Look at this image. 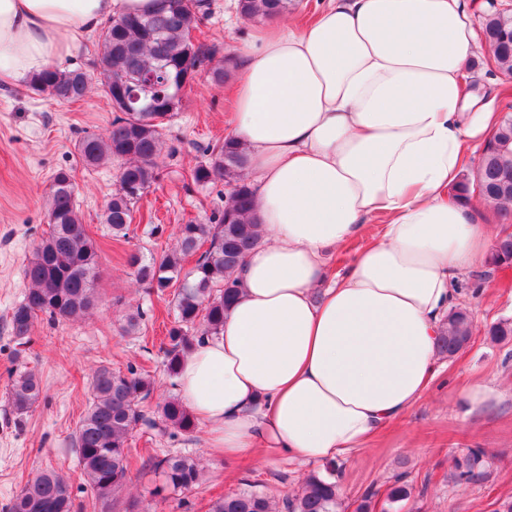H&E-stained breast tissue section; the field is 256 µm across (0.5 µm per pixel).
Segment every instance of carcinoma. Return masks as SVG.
I'll list each match as a JSON object with an SVG mask.
<instances>
[{"mask_svg": "<svg viewBox=\"0 0 512 512\" xmlns=\"http://www.w3.org/2000/svg\"><path fill=\"white\" fill-rule=\"evenodd\" d=\"M292 6V0H238L248 19H271ZM207 0H159V8L140 16L112 19L99 36L100 69L107 80L99 82L115 116L102 135L87 134L76 144L82 162L93 167L119 164L118 188L107 201L103 219L112 236L125 238L133 222L134 204L158 179L157 159L164 147L166 122L182 109L183 99L172 96L173 87L192 83L205 63L212 61L215 45L196 42L192 31L208 13ZM483 34L497 66L512 74V14L494 12L483 21ZM31 90L47 93L60 103L81 101L93 84L82 70L49 68L28 81ZM150 104L147 112L131 104L135 95ZM206 160L190 172L197 186L224 183V208L207 224H181L177 247L146 261L137 252L127 264L136 282L159 292L173 287L176 317L167 331L165 362L171 377L178 375L181 359L203 336H217L224 313L237 297V272L247 253L258 244L253 189L242 178L245 150L226 141L204 149ZM459 199L474 194L495 201L500 225L512 224V112L504 113L489 137L473 176L462 177L451 190ZM49 230L24 267L27 288L12 309L10 325L17 339L30 333L39 314L70 319L90 313L97 305L95 280L99 250L86 234L76 204L72 172L56 171L48 200ZM197 256L195 267L183 273V262ZM489 268L512 265V234L498 232L486 257ZM474 321L458 308L447 319L437 339V351L449 358L470 343ZM487 335L496 342L512 336V321L491 325ZM41 381L32 371L21 370L10 388L14 409L30 410L39 400ZM152 381L134 369L124 374L102 366L91 383V402L74 434L79 465L102 512L112 504L129 480V437L137 425L161 421L184 433L197 428L196 418L177 397H168L150 409ZM165 487L192 491L201 471L191 458L168 454L155 463ZM483 453L470 449L455 459L454 482L470 484L484 479ZM407 475L396 476L388 492L391 501L411 494ZM284 512H341L342 499L336 482L310 475L301 491L282 502ZM67 480L55 471L30 478L9 506V512H74ZM210 512H278L264 494L244 489L215 501Z\"/></svg>", "mask_w": 512, "mask_h": 512, "instance_id": "cac0c4a2", "label": "carcinoma"}]
</instances>
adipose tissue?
Here are the masks:
<instances>
[{"label": "adipose tissue", "mask_w": 512, "mask_h": 512, "mask_svg": "<svg viewBox=\"0 0 512 512\" xmlns=\"http://www.w3.org/2000/svg\"><path fill=\"white\" fill-rule=\"evenodd\" d=\"M303 26L238 50L225 137L245 147L262 239L220 335L183 359L179 396L229 458L338 461L409 411L438 372L455 280L489 253L481 201L458 204L468 101L466 0H322ZM156 0H0V81L73 64L86 34ZM387 214L328 279L325 256Z\"/></svg>", "instance_id": "1"}]
</instances>
